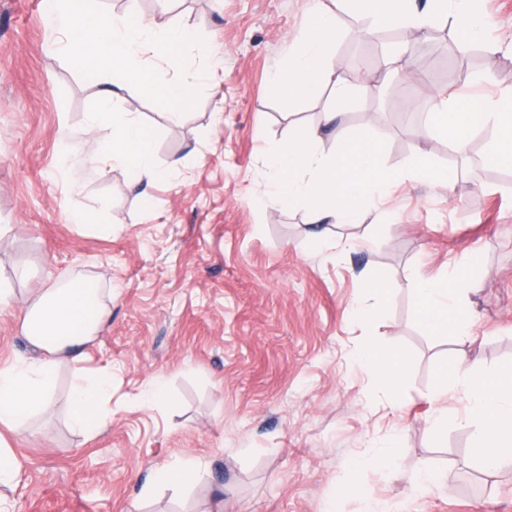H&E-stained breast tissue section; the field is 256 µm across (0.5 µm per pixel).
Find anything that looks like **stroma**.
<instances>
[{
    "label": "stroma",
    "instance_id": "35a3bbf8",
    "mask_svg": "<svg viewBox=\"0 0 512 512\" xmlns=\"http://www.w3.org/2000/svg\"><path fill=\"white\" fill-rule=\"evenodd\" d=\"M100 2L112 15L192 27L224 72L202 80L176 123L132 87L111 98L110 111L155 130L157 166L179 164L172 182L134 187L84 166L107 140L86 118L101 87L50 52L44 0H0V281L11 290L0 366L30 357L18 315L59 276L94 280L112 311L86 358L60 365L48 408L5 432L20 464L8 512H512V469L475 465L463 388L439 393L445 358L487 374L512 364V167L490 165L492 129L476 133V163L416 125L443 90L426 39L402 31L427 79L387 82L375 66L355 77L348 50L380 30L339 14L331 57L360 87L344 129L373 136L393 169L425 151L457 170L456 190L395 185L360 223L316 224L258 191L266 143L319 124L329 101L285 100L270 81L315 0ZM478 9L490 23L482 65L459 86L473 99L512 87V0ZM416 274L461 277L476 313L470 336L422 328L407 286ZM371 281L390 301L354 319L356 301L374 303ZM369 344L403 357L399 395L360 366ZM107 366L104 424L79 435L67 421L71 383ZM158 380L165 396L153 400ZM394 433L396 467H355ZM186 456L199 463L190 485L139 501L156 468ZM423 470L442 474L441 486L412 491Z\"/></svg>",
    "mask_w": 512,
    "mask_h": 512
}]
</instances>
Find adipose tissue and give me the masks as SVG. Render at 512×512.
Listing matches in <instances>:
<instances>
[{"label": "adipose tissue", "mask_w": 512, "mask_h": 512, "mask_svg": "<svg viewBox=\"0 0 512 512\" xmlns=\"http://www.w3.org/2000/svg\"><path fill=\"white\" fill-rule=\"evenodd\" d=\"M341 8L371 17L377 24L412 27L421 31L438 17L450 19L460 47L485 39L488 20L478 11L476 0H427L419 8L416 0H340ZM335 40V14L325 7L311 13L295 41L285 69L275 73L278 92L288 100L303 101L330 90L335 104L324 114L325 124L342 122L340 107L354 94L352 86L338 76L330 61ZM111 90L91 98L87 120L91 129L110 131L103 151L91 164L99 170L121 172L135 185L151 186L167 181L177 165L159 168L153 159L154 133L132 116L109 112ZM432 132L448 137L455 149L466 147L472 133L489 125L495 131L492 161H512V88L496 96L461 104L454 97L439 95L430 113ZM319 130L309 129L271 144L266 152L275 180L265 190L291 210L311 212L317 219L339 224L358 223L371 200L393 184L423 178L455 189V171L429 167L425 156L399 170L388 169L379 143L368 135L338 133L335 154H323L316 145ZM418 319L434 335H466L473 313L456 278L415 283ZM111 310L103 301L96 282L65 277L51 288L37 292L21 310L18 320L23 335L36 350V358L0 368V425L17 429L50 400L60 358H78L108 324ZM463 358L449 360L441 374L456 376ZM468 367V366H465ZM464 384L469 416L476 428L472 446L479 464L495 470L512 464V367L495 377L482 375L478 366L468 367ZM111 378L101 375L73 382L69 396V422L81 434H93L101 424L100 402L108 395Z\"/></svg>", "instance_id": "ef3b65f1"}]
</instances>
